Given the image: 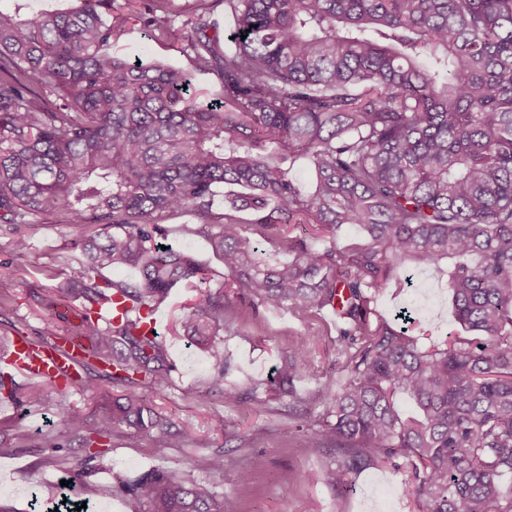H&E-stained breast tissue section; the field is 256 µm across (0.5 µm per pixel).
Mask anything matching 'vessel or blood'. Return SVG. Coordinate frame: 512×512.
Returning a JSON list of instances; mask_svg holds the SVG:
<instances>
[{
  "instance_id": "b4317fda",
  "label": "vessel or blood",
  "mask_w": 512,
  "mask_h": 512,
  "mask_svg": "<svg viewBox=\"0 0 512 512\" xmlns=\"http://www.w3.org/2000/svg\"><path fill=\"white\" fill-rule=\"evenodd\" d=\"M81 356L79 340L38 343L19 333L13 336L9 353L0 358V366L26 378L50 377L61 381L76 377Z\"/></svg>"
}]
</instances>
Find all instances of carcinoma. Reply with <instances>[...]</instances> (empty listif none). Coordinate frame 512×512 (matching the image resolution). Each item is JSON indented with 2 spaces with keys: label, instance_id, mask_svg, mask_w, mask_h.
Instances as JSON below:
<instances>
[{
  "label": "carcinoma",
  "instance_id": "cac0c4a2",
  "mask_svg": "<svg viewBox=\"0 0 512 512\" xmlns=\"http://www.w3.org/2000/svg\"><path fill=\"white\" fill-rule=\"evenodd\" d=\"M27 17L0 9V223L47 215L99 224L67 278L88 343L80 366L102 380L161 390L170 381L164 343L143 314L206 268L171 247L163 221L183 212L224 263V283L194 296L183 335L204 346L224 384L229 364L214 339L238 300L336 315L346 376L329 399L314 447H336L323 482L341 495L369 465L396 460L417 512H512V0H224L233 46L200 6L184 17L166 0H67ZM157 42L179 45L223 96L202 99L189 74L112 54L131 18ZM306 167L308 188L293 175ZM226 204L217 205L219 197ZM253 224H316L317 236L284 239L288 260L259 249ZM347 226L364 240L340 242ZM20 235L13 264L28 262ZM132 268L133 281L104 269ZM436 270L455 317L474 339L424 348L409 316L388 319L378 295L404 272ZM130 304L116 323L95 309ZM301 341L280 380L311 367ZM407 395L416 413L402 414ZM34 405L0 372V398ZM106 415L83 440L82 481L100 441L124 426L158 429L156 452L180 436L142 397L101 396ZM66 432L87 429L67 412ZM195 467L220 473L224 458ZM117 493L138 512H225L214 487L151 470Z\"/></svg>",
  "mask_w": 512,
  "mask_h": 512
}]
</instances>
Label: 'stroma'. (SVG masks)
Here are the masks:
<instances>
[{
  "mask_svg": "<svg viewBox=\"0 0 512 512\" xmlns=\"http://www.w3.org/2000/svg\"><path fill=\"white\" fill-rule=\"evenodd\" d=\"M111 51L131 61L191 68L186 56L151 40L134 20ZM192 220L188 213L166 220V241L204 262L209 286H217L224 279L219 255L206 237L186 238L181 233L182 225ZM19 234L28 238L30 254L26 270L18 272L12 258ZM81 241L77 229L51 220L17 227L0 224V348L16 333L43 339L49 315L74 318L75 301L65 297L61 279L49 277L45 266L76 265L82 257ZM190 297L189 289H172L160 310L159 338L172 365L168 386L160 392L145 386L138 389L145 404L181 435L182 443L159 454L155 432L132 440L124 430H113L96 472L77 488L86 504L84 512H136L134 503L115 488L121 477L153 469L212 484L223 494L228 512H411L404 489L406 474L388 464L363 470L342 495L322 483V470L336 451L310 447L303 432L315 428L326 410L322 386L345 377V360L336 351V324L327 312L298 314L270 305L241 306L216 339L230 361L226 381L239 393L238 401L228 404L223 391L212 385L214 371L206 350L174 331ZM404 306L412 307L422 324L423 345L442 343L462 331L448 291L438 286L434 272L415 273L412 287L388 288L376 302L386 316ZM304 337L313 345L312 370L296 375L289 390H279V373ZM197 390L208 392L207 402L194 398ZM67 411L90 422L101 414L99 401L78 386L62 390L46 385L37 405L0 401V442L8 445L7 452L0 454V502L15 512H48L42 491L69 479L81 461L78 436L65 435L66 446L60 450L42 445L46 434H65L62 416ZM210 454L223 455L222 474L193 468L195 457ZM242 470L251 471L249 484L238 483Z\"/></svg>",
  "mask_w": 512,
  "mask_h": 512,
  "instance_id": "obj_1",
  "label": "stroma"
}]
</instances>
